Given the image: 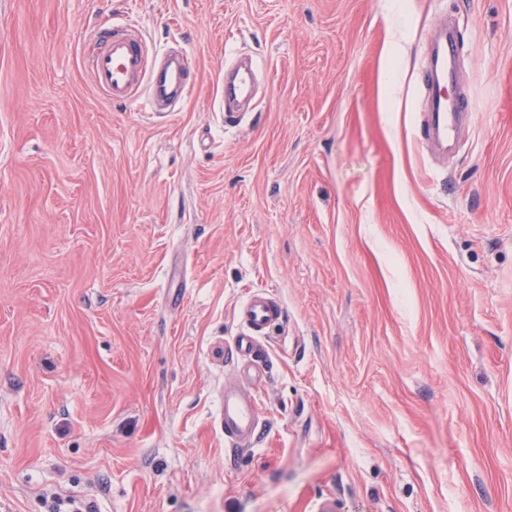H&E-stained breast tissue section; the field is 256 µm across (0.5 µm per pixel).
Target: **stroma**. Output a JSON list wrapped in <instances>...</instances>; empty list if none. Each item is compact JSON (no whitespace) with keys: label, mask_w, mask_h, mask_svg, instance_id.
I'll use <instances>...</instances> for the list:
<instances>
[{"label":"stroma","mask_w":512,"mask_h":512,"mask_svg":"<svg viewBox=\"0 0 512 512\" xmlns=\"http://www.w3.org/2000/svg\"><path fill=\"white\" fill-rule=\"evenodd\" d=\"M195 60L105 102L88 34ZM450 21L476 111L423 144ZM257 65L224 110V66ZM259 423L224 438L246 296ZM512 512V0H0V512ZM282 306L274 298L254 293L239 308V319L245 332L237 336L236 348L241 352H251L255 340L266 334V331L279 321Z\"/></svg>","instance_id":"35a3bbf8"}]
</instances>
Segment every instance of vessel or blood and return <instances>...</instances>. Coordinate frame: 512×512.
Here are the masks:
<instances>
[{"label":"vessel or blood","instance_id":"1","mask_svg":"<svg viewBox=\"0 0 512 512\" xmlns=\"http://www.w3.org/2000/svg\"><path fill=\"white\" fill-rule=\"evenodd\" d=\"M88 51L83 65L98 94L110 103H127L146 92L153 106L169 99H183L190 85L188 73L191 61L186 52H178L174 63L158 67L148 55L144 40L134 23L119 27H104L87 37ZM435 116L446 134H454L459 120L472 112L467 95L448 98L436 96ZM282 306L274 298L255 293L239 308L240 323L244 328L236 347L243 352L252 351L255 340L277 323ZM222 419L225 438L236 447L251 445L257 429V415L249 386L225 387Z\"/></svg>","mask_w":512,"mask_h":512}]
</instances>
